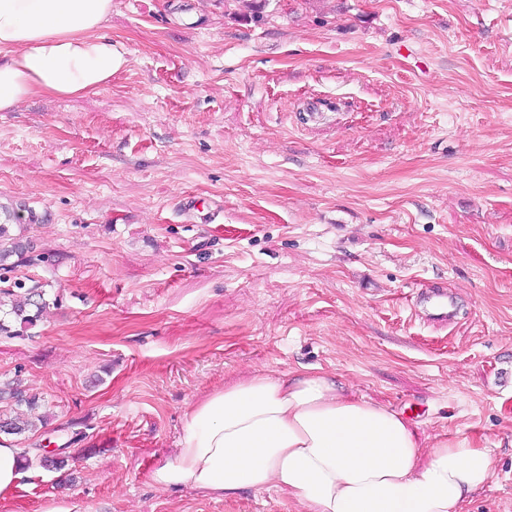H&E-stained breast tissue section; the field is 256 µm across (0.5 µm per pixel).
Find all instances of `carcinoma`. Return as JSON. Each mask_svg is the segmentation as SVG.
<instances>
[{
	"label": "carcinoma",
	"mask_w": 512,
	"mask_h": 512,
	"mask_svg": "<svg viewBox=\"0 0 512 512\" xmlns=\"http://www.w3.org/2000/svg\"><path fill=\"white\" fill-rule=\"evenodd\" d=\"M0 211L7 218V221L0 222V275H2L11 272L19 263L36 261V257L30 255L32 247L27 238L20 233H12L10 221L20 220L17 209L0 205ZM47 306L43 285L36 280L30 284L16 282L12 288H1L0 335L13 336L35 329ZM6 395L14 399L18 406L25 405L31 410L37 407V401L14 386V382L0 381V399ZM45 423L44 415L0 419V433L20 436L26 432L38 430V426Z\"/></svg>",
	"instance_id": "obj_1"
}]
</instances>
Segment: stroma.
<instances>
[{
    "label": "stroma",
    "instance_id": "35a3bbf8",
    "mask_svg": "<svg viewBox=\"0 0 512 512\" xmlns=\"http://www.w3.org/2000/svg\"><path fill=\"white\" fill-rule=\"evenodd\" d=\"M128 63L0 112L51 305L0 335L47 423L0 512H298L166 490L187 405L310 367L491 448L512 512V0H112ZM197 199L185 212L184 198ZM448 286L458 323L423 322Z\"/></svg>",
    "mask_w": 512,
    "mask_h": 512
}]
</instances>
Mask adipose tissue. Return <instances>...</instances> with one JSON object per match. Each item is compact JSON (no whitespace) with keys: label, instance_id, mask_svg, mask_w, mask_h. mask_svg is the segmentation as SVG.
<instances>
[{"label":"adipose tissue","instance_id":"adipose-tissue-1","mask_svg":"<svg viewBox=\"0 0 512 512\" xmlns=\"http://www.w3.org/2000/svg\"><path fill=\"white\" fill-rule=\"evenodd\" d=\"M112 0H0V112L85 95L126 62L101 30ZM469 437L425 443L403 411L322 373L256 370L190 405L176 455L152 480L217 498L275 488L302 512H464L491 476Z\"/></svg>","mask_w":512,"mask_h":512}]
</instances>
